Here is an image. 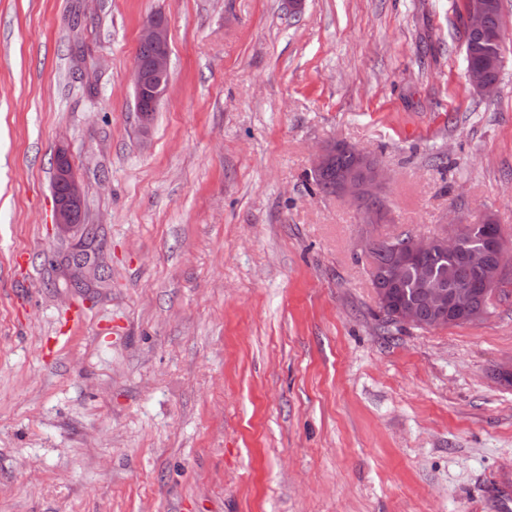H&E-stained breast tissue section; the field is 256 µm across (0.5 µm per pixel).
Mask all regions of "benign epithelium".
I'll return each mask as SVG.
<instances>
[{
    "mask_svg": "<svg viewBox=\"0 0 512 512\" xmlns=\"http://www.w3.org/2000/svg\"><path fill=\"white\" fill-rule=\"evenodd\" d=\"M139 45L147 47L151 53L147 61L135 60L133 66V93L137 112L158 108L164 94L162 82L169 78L170 45L168 21L162 13H154L146 20L140 31ZM502 57L490 52L485 65L475 66L466 61L470 84L476 92L491 95L496 92L498 83L486 77L489 69H500ZM342 148L354 155L355 166L338 177L336 194L348 199L359 210L363 223L373 228L383 222L386 208L383 206L365 207V203L382 199V189L386 180L384 166L370 153L345 141L333 140L320 146L315 155L314 175L318 176L326 168L336 148ZM54 177L63 188L53 193L55 222L60 233L65 234L81 227L84 196L78 176L71 163L66 148L58 149ZM475 225H448L442 232L432 236H415L408 242L390 243V259L385 271L373 270V288L377 300L392 312L393 318L403 326L421 329H434L446 326L456 319L459 312L471 313L472 321L485 316L483 301L490 289L498 287L500 281L512 272V245L504 233H492L486 237L484 247L464 254L467 266L484 271V277L477 284L456 283L447 285L441 280L431 278L421 271L422 288L417 299L410 304L394 305L391 288L398 285L405 272L416 264V260L436 250L456 253L462 242L472 235ZM70 269L74 279L90 285L99 279L98 260L82 251L69 257Z\"/></svg>",
    "mask_w": 512,
    "mask_h": 512,
    "instance_id": "7a95c632",
    "label": "benign epithelium"
}]
</instances>
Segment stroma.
I'll return each instance as SVG.
<instances>
[{"label": "stroma", "instance_id": "stroma-1", "mask_svg": "<svg viewBox=\"0 0 512 512\" xmlns=\"http://www.w3.org/2000/svg\"><path fill=\"white\" fill-rule=\"evenodd\" d=\"M170 79L133 99L142 23ZM464 0H0V512H512V274L484 319L381 321L343 140L383 236L512 240V36L473 91ZM65 145L112 276L70 288ZM139 45L147 47L151 53L145 63L148 49L139 50L133 66V93L137 112L142 117V128H148L149 121L142 114L146 110L157 109L166 89H162L164 80L169 78L170 45L168 21L162 13H154L146 20L140 31ZM159 82V84H158ZM337 146L344 150L336 151ZM335 151L336 154L326 168ZM348 152L356 159L353 168V158ZM342 172L345 173L339 176ZM313 173L315 176L320 175L314 177L316 186L352 202L360 210L364 224L374 229L375 224L383 222L386 214L385 205L374 207L371 206L374 203H367L366 205L370 207L364 206L366 202L374 199L383 201L382 189L387 173L384 166L373 155L345 141L333 140L317 149Z\"/></svg>", "mask_w": 512, "mask_h": 512}]
</instances>
